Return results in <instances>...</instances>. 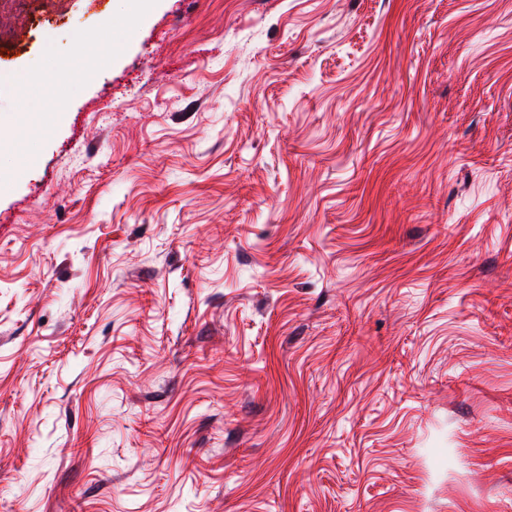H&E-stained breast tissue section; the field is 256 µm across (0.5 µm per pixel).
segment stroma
Instances as JSON below:
<instances>
[{"label": "stroma", "instance_id": "35a3bbf8", "mask_svg": "<svg viewBox=\"0 0 512 512\" xmlns=\"http://www.w3.org/2000/svg\"><path fill=\"white\" fill-rule=\"evenodd\" d=\"M46 3L0 48V512H512V0Z\"/></svg>", "mask_w": 512, "mask_h": 512}]
</instances>
